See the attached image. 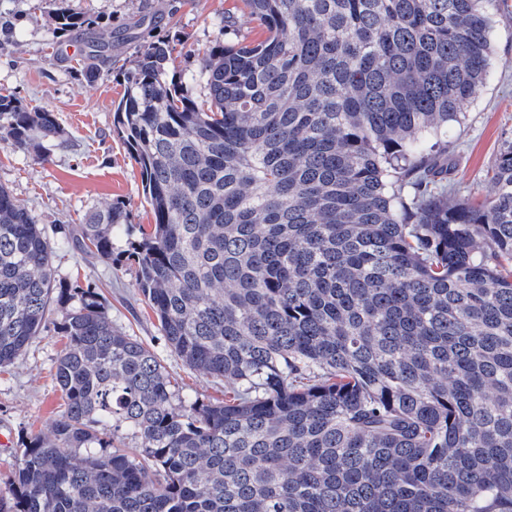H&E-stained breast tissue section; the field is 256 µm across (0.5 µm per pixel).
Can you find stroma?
<instances>
[{
    "mask_svg": "<svg viewBox=\"0 0 512 512\" xmlns=\"http://www.w3.org/2000/svg\"><path fill=\"white\" fill-rule=\"evenodd\" d=\"M237 0H64L70 11L93 20L100 34L118 32L139 17L148 22L140 41L113 48L102 64L77 51L78 35L54 36L51 0H0V92L14 91L31 106L50 110L64 130L47 162L33 154L0 148V185L8 187L37 223L52 228L80 223L86 211L123 206L128 223L112 238V255L102 258L77 252L58 235L50 237L53 262L61 277L79 285L94 283L113 325L144 342L157 344L158 322L139 295L131 243L152 222L140 168L114 123L115 106L124 91L123 75L132 68L141 42L165 41L171 51L169 75L196 70L203 53L215 43L262 39L255 23L238 19L237 29L223 33L220 20ZM493 66L478 95L462 108V120L448 126L455 144L449 159L456 182L476 197L493 195L486 179L505 132L512 130V7L493 18ZM97 74H90V67ZM64 310L50 309L48 329L14 364L0 369V490L15 472L21 452L35 437L51 434L64 408L55 384V362L64 339L58 325ZM164 364L177 389L206 401L223 399L224 384L185 367L173 357Z\"/></svg>",
    "mask_w": 512,
    "mask_h": 512,
    "instance_id": "1",
    "label": "stroma"
}]
</instances>
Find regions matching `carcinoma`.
<instances>
[{
	"label": "carcinoma",
	"mask_w": 512,
	"mask_h": 512,
	"mask_svg": "<svg viewBox=\"0 0 512 512\" xmlns=\"http://www.w3.org/2000/svg\"><path fill=\"white\" fill-rule=\"evenodd\" d=\"M501 0H240L266 32L169 79L141 47L115 121L154 224L136 286L166 352L224 382L179 395L49 233L112 256L117 206L47 230L0 186V369L61 326L65 407L0 512H512V131L482 201L448 122L492 66ZM56 34L112 51L65 8ZM54 113L0 93V141L45 162ZM123 434L131 448H109Z\"/></svg>",
	"instance_id": "carcinoma-1"
}]
</instances>
